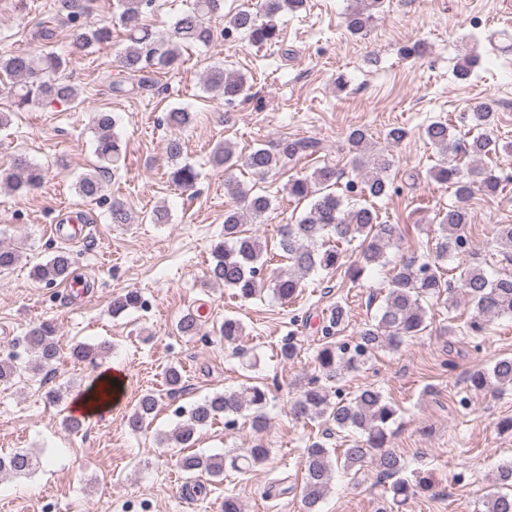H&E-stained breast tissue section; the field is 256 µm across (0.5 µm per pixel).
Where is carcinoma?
I'll list each match as a JSON object with an SVG mask.
<instances>
[{
  "instance_id": "cac0c4a2",
  "label": "carcinoma",
  "mask_w": 512,
  "mask_h": 512,
  "mask_svg": "<svg viewBox=\"0 0 512 512\" xmlns=\"http://www.w3.org/2000/svg\"><path fill=\"white\" fill-rule=\"evenodd\" d=\"M92 0H52L53 19L72 28L74 45L80 49L100 46L112 38V29L106 25L88 28L84 17ZM384 0H355L346 13V27L350 33H362L374 18V12L382 8ZM154 0H117L119 20L125 30L128 45L120 55V67L129 79L142 77L149 72L168 69L180 60L179 47L183 44L206 45L212 37V20L224 21V33L241 34L258 44H272L279 38L275 22L278 14L297 12L306 5V0H262L260 10H239L224 13V0H192L190 6L163 34L152 29L146 16ZM478 62L477 55L469 53L456 66L454 76L460 81L470 78ZM64 65L63 57L54 52H11L0 55V91L13 99L14 109L0 112V129L8 128L15 111L42 102L46 99L58 102L77 101L75 88L56 77ZM203 89L232 103L246 92L243 76L222 66L206 71ZM496 112L487 103L471 113L472 129L477 134L471 139L456 138L450 133L447 122L438 120L424 128V135L441 155L440 162L430 170L431 177L441 183L455 187L456 202L448 206L439 228L440 237L435 245V258L422 260L417 256L403 257L391 269L390 288L376 322L361 327L351 342L336 341L344 329L348 312L338 302L322 317L323 342L318 348L315 362L317 375L309 378L297 396L290 401L289 413L295 419L318 421L332 425L336 432H356L359 437L351 440L349 447L335 453L327 443L311 441L303 456L304 477L302 499L305 512H318V507L330 490L335 471H350L356 467H370L381 482H390L392 499L401 503L408 498L431 488L429 477L419 472H408L401 456L386 449L387 430L393 423L397 409L381 391L374 387L358 390L351 396L342 395V390L332 389L345 373L357 369L376 352L395 350L406 340L422 334L426 327L427 310L423 302L461 289L476 307V315L467 323V331L475 338L484 336L491 321L502 316L512 317V273H488L482 263H470L467 258H476L477 252L465 233L470 223L467 201L476 193L495 192L501 185L500 176L487 166H473L463 170L456 162L459 155L481 159L501 152H512V142L503 141L496 134ZM193 114L185 108L173 107L166 113V123L175 129L189 125ZM95 130L94 153L98 160L112 166L118 165L124 154L123 142L115 132L117 121L107 112H96L92 116ZM348 144L353 168L364 172L359 180L345 183L344 191L350 194L380 199L388 195L392 182L389 171L392 161L383 153L368 154L367 132L362 128L350 131ZM318 143L308 139L286 140L275 150L264 147L252 149L236 157L229 144L218 145L211 152V162L218 167L231 169L240 166L253 175L262 177L286 166L297 158L316 152ZM165 153L170 162L167 173L169 181L177 187H194L199 173L194 166L182 161L184 144L171 137L165 144ZM104 167H95L78 177L77 194L89 202L102 199L101 174ZM42 180L41 169L26 156H15L8 167L0 169V183L11 191L25 194ZM340 173L336 167L325 164L304 176L288 180V196L296 202L307 203V211L295 224H286L281 231L279 249L286 265L268 272L270 260L264 257L267 244L261 238L245 233L243 222L261 219L272 207V200L263 194L244 189L237 183H228L235 207L224 213V239L212 249V261L207 270L208 282L231 288L242 299L256 297L264 288L282 302L297 297L303 288L306 276L315 272L334 274L346 268V275L357 282L367 268L386 263V251L398 245L402 238V227L379 221L372 205L344 207L343 201L333 188L338 186ZM109 217L114 224H129L132 216L125 205L112 202ZM362 239L360 261L346 267L343 254L335 245L326 244L330 238L336 242ZM488 248L512 264V224L497 225ZM459 258V276L447 280L441 275L439 262L448 258ZM22 259L20 250L10 245H0V273L17 266ZM73 262L68 254L59 253L33 267L35 280L55 285L72 275ZM141 295L128 291L112 301V313H121L139 306ZM177 329L185 336H195L199 331V318L189 312L183 315ZM219 334L227 344L239 342L244 334L242 323L231 317L224 318ZM60 338L55 325L43 322L25 336L29 353L27 361L0 360V382L8 383L28 374L39 375L51 370L60 354ZM182 374L178 367L165 371V385L170 395L181 392ZM469 390L481 391L489 386L501 390L512 388V358L496 360L488 371L477 370L467 379ZM269 403V388L265 385H243L237 390L214 392L196 401L180 414L181 421L164 440L178 446L188 447L195 435L204 427L222 417L227 424L236 422L245 411L252 412L251 428L261 433L268 417L265 408ZM159 404L154 391L142 393L126 424L133 433L149 429ZM270 450L262 439L255 440L243 455L189 454L181 459V467L191 475L199 473L211 482L223 480L224 470L231 468L245 474L261 466L269 459ZM42 464L40 457L26 451H17L0 457V473L29 475ZM483 512H512V462L500 466L495 487L483 499Z\"/></svg>"
}]
</instances>
